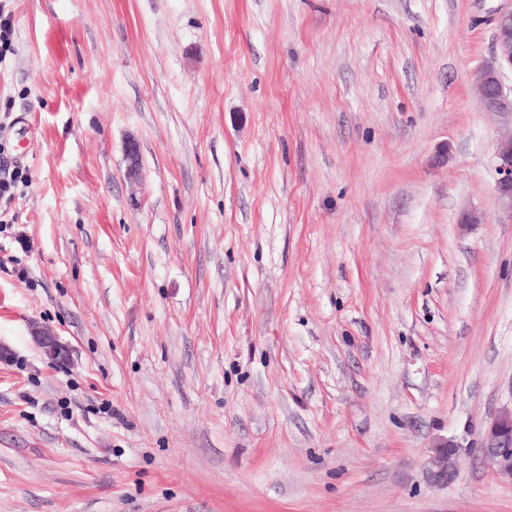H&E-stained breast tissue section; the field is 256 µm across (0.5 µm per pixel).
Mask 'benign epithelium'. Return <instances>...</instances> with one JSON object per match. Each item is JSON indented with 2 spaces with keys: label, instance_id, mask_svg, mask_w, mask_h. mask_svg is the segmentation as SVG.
Masks as SVG:
<instances>
[{
  "label": "benign epithelium",
  "instance_id": "7a95c632",
  "mask_svg": "<svg viewBox=\"0 0 512 512\" xmlns=\"http://www.w3.org/2000/svg\"><path fill=\"white\" fill-rule=\"evenodd\" d=\"M509 73H512V0L494 15L490 56L470 74L483 111L512 122V85L505 82ZM494 171L498 204L512 214V136L497 141ZM34 338L50 358L57 362L67 360L66 347L52 334L37 330ZM482 453L497 472L512 476V410L503 411L490 425Z\"/></svg>",
  "mask_w": 512,
  "mask_h": 512
}]
</instances>
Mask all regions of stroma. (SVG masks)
I'll return each instance as SVG.
<instances>
[{
    "label": "stroma",
    "instance_id": "1",
    "mask_svg": "<svg viewBox=\"0 0 512 512\" xmlns=\"http://www.w3.org/2000/svg\"><path fill=\"white\" fill-rule=\"evenodd\" d=\"M502 2L0 0V512H512ZM497 10L493 18V49L490 56L470 74L484 112L506 118L512 124V85L505 82L512 74V2ZM494 171L498 204L512 214V136L497 141ZM34 338L50 358L57 362L67 360L68 351L66 347L52 336V334L46 331L36 330L34 332ZM481 450L497 472L512 476V410L503 411L490 425Z\"/></svg>",
    "mask_w": 512,
    "mask_h": 512
}]
</instances>
